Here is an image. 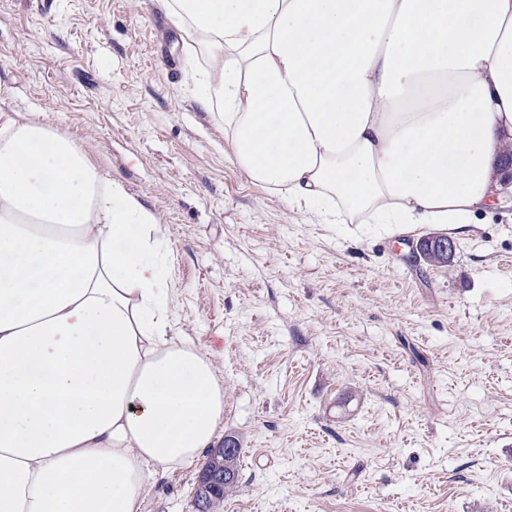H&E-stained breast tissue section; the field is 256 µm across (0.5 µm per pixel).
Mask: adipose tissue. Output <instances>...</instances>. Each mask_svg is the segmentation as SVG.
Returning a JSON list of instances; mask_svg holds the SVG:
<instances>
[{
	"label": "adipose tissue",
	"instance_id": "ef3b65f1",
	"mask_svg": "<svg viewBox=\"0 0 512 512\" xmlns=\"http://www.w3.org/2000/svg\"><path fill=\"white\" fill-rule=\"evenodd\" d=\"M236 164L321 224L511 203L512 0H161ZM155 218L63 133L0 127V512H140L224 418Z\"/></svg>",
	"mask_w": 512,
	"mask_h": 512
}]
</instances>
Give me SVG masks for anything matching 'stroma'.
<instances>
[{
  "label": "stroma",
  "mask_w": 512,
  "mask_h": 512,
  "mask_svg": "<svg viewBox=\"0 0 512 512\" xmlns=\"http://www.w3.org/2000/svg\"><path fill=\"white\" fill-rule=\"evenodd\" d=\"M158 0H0V122L65 133L153 213L174 329L224 389L215 512H512V207L318 224L254 186ZM448 234L441 265L413 253ZM195 463L142 512H194ZM224 456L221 454L213 455L209 463L207 464V468L212 471H221L220 473H207L206 475H200L198 480V489H208L212 494L217 492V497H223L224 493L228 492L233 486L234 483L227 484L229 482H233L236 479V470L231 468V459L236 457L238 451L239 457V448L234 445V441L232 439H226L224 441V448H222ZM237 457V459H238ZM224 484H227L224 486Z\"/></svg>",
  "instance_id": "stroma-1"
}]
</instances>
